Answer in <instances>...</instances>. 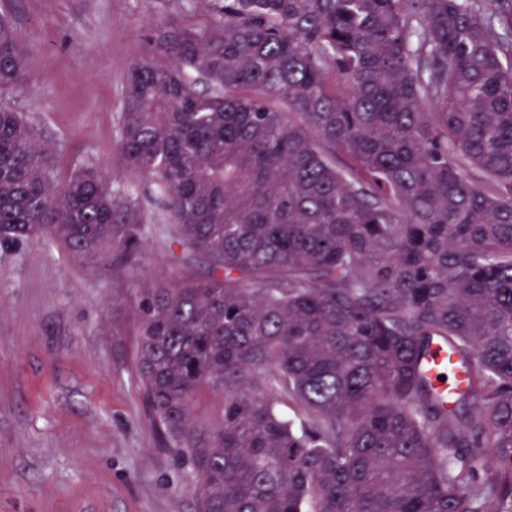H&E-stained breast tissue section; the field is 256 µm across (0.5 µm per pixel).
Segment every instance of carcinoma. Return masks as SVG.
I'll list each match as a JSON object with an SVG mask.
<instances>
[{
    "label": "carcinoma",
    "mask_w": 512,
    "mask_h": 512,
    "mask_svg": "<svg viewBox=\"0 0 512 512\" xmlns=\"http://www.w3.org/2000/svg\"><path fill=\"white\" fill-rule=\"evenodd\" d=\"M202 2L222 21L130 68L118 140L210 267L134 302L198 512H512V0ZM26 80L1 15L0 93ZM49 154L1 99L0 248L136 260L139 199ZM436 341L469 377L449 403Z\"/></svg>",
    "instance_id": "carcinoma-1"
}]
</instances>
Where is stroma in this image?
<instances>
[{
	"instance_id": "1",
	"label": "stroma",
	"mask_w": 512,
	"mask_h": 512,
	"mask_svg": "<svg viewBox=\"0 0 512 512\" xmlns=\"http://www.w3.org/2000/svg\"><path fill=\"white\" fill-rule=\"evenodd\" d=\"M28 80L6 92L55 156L56 179L93 163L111 190L156 208L123 166L118 118L131 66L167 23L214 21L200 0H0ZM206 259L149 231L131 264L75 261L58 242L0 251V512H197V480L141 386L133 300L153 276Z\"/></svg>"
}]
</instances>
